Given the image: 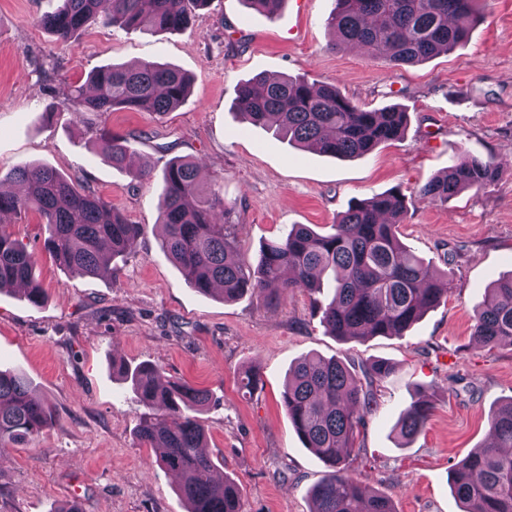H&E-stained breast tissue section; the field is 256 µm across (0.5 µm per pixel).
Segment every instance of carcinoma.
Here are the masks:
<instances>
[{"label":"carcinoma","instance_id":"carcinoma-1","mask_svg":"<svg viewBox=\"0 0 512 512\" xmlns=\"http://www.w3.org/2000/svg\"><path fill=\"white\" fill-rule=\"evenodd\" d=\"M100 2L61 0L40 24L67 41L98 22ZM208 2L152 0L146 10L143 0H112L109 18L124 29L175 31ZM479 2L336 0L327 24L340 41L364 46L374 59L414 65L466 42L484 18ZM90 84V96L83 87L75 88L76 116L82 110L114 109L164 114L185 101L191 79L175 68L144 62L134 68L103 66L90 75ZM233 111L302 148L336 158L367 155L398 139L407 123L402 107L368 110L344 97L335 83H313L305 76L273 79L258 74L239 85ZM98 143L113 168L139 179L151 177L129 137L102 129ZM502 172V165L491 159L464 155L419 193L432 203H445L465 190L493 184ZM11 180L25 190L20 195L0 192V215L37 212L44 220L45 250L79 276L112 278L116 260L141 235V226L112 211L107 199L51 167L19 166ZM160 212V246L200 294L218 293L234 301L250 293L272 303L280 291L319 293L321 276L333 273V296L314 299L315 311L333 336L359 341L400 337L428 310L448 300L446 285L399 239L407 207L398 190L352 203L327 233L307 224L292 226L261 246L253 267L236 261V239L226 224L232 208L220 191L201 187L196 163L175 157L166 164ZM17 287L33 304L44 294L33 253L0 227V291ZM473 336L480 345H512V275L488 289ZM117 371L145 408L136 440L142 447H159L154 464L180 476L178 493L187 512H243L238 485L202 452L206 428L198 414L211 395L166 379L152 364H121ZM392 371L384 360L355 369L340 359L309 356L289 373L282 406L303 446L326 467L312 490V512H396L389 497L367 491L347 474L345 464L365 414L377 403L380 383ZM432 409L425 394L413 401L397 424L400 438L409 441L420 434ZM54 423L51 408L32 397L25 375L0 371V451ZM490 428L496 445L453 464L450 483L461 512H512V453L507 452L512 448V398L493 410Z\"/></svg>","mask_w":512,"mask_h":512}]
</instances>
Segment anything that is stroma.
Segmentation results:
<instances>
[{
	"label": "stroma",
	"instance_id": "1",
	"mask_svg": "<svg viewBox=\"0 0 512 512\" xmlns=\"http://www.w3.org/2000/svg\"><path fill=\"white\" fill-rule=\"evenodd\" d=\"M60 0H0V177L21 164L48 165L111 202L143 233L112 279L74 275L43 248L35 212L0 217L33 251L45 293L34 305L0 293V369L26 375L59 421L0 452V512H186L175 477L139 447L142 407L112 365L151 363L166 378L208 391L200 414L206 450L239 486L244 512H309L324 464L299 440L281 404L288 371L309 354L394 370L350 454L349 474L391 498L396 512H461L452 463L488 445L489 416L512 398V347L472 339L486 288L512 273V0H484L483 21L464 44L418 65L396 66L335 43L334 0H283L275 15L243 0H211L181 31L146 34L97 23L60 41L39 20ZM168 64L192 79L189 97L166 115L69 109L76 86L109 64ZM257 74L330 81L355 104L406 108L404 135L366 156L301 151L231 111L239 84ZM53 120H44V112ZM131 135L152 169L142 181L113 169L100 129ZM503 164L501 178L448 203L419 194L461 155ZM175 157L197 160L203 188L233 204L236 257L255 264L266 241L294 224L327 232L351 201L397 188L406 197L402 243L447 275L445 303L402 337L330 335L309 295L276 303L232 302L189 288L159 247L161 174ZM257 369L253 394L240 388ZM434 387L424 430L402 443L395 427L418 388Z\"/></svg>",
	"mask_w": 512,
	"mask_h": 512
}]
</instances>
